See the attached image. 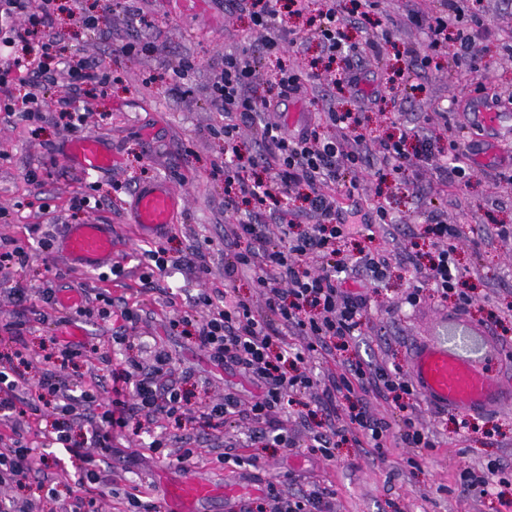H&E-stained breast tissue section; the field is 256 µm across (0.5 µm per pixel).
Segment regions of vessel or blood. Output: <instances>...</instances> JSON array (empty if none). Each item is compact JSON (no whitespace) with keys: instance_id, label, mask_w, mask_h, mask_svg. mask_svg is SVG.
<instances>
[{"instance_id":"b4317fda","label":"vessel or blood","mask_w":512,"mask_h":512,"mask_svg":"<svg viewBox=\"0 0 512 512\" xmlns=\"http://www.w3.org/2000/svg\"><path fill=\"white\" fill-rule=\"evenodd\" d=\"M471 120L487 133L483 160L496 156L500 142L512 137V115L492 106L473 103ZM66 156L90 175L112 167L111 153L93 136L70 142ZM180 205L181 199L169 183L159 180L140 186L128 208L138 235L145 238L168 228ZM60 250L72 264L85 270L107 266L112 262V227L96 219L69 225L60 240ZM412 379L417 391L438 409L471 414L495 403L512 404V391L479 369L475 360L447 346L420 345L413 354ZM214 492L209 481L192 476L169 487L167 496L180 505V512H194V505L207 501Z\"/></svg>"}]
</instances>
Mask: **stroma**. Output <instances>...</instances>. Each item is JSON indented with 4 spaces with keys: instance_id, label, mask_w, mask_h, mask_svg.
Returning a JSON list of instances; mask_svg holds the SVG:
<instances>
[{
    "instance_id": "1",
    "label": "stroma",
    "mask_w": 512,
    "mask_h": 512,
    "mask_svg": "<svg viewBox=\"0 0 512 512\" xmlns=\"http://www.w3.org/2000/svg\"><path fill=\"white\" fill-rule=\"evenodd\" d=\"M414 0H378L369 16L349 23L350 43L365 47L379 25H393L389 43L369 65L364 88L367 99L359 101L335 91L336 109H357L365 131L376 139L400 136L423 113H432L429 124L440 149L450 140L461 143L484 141L486 133L465 123L466 102L476 82L497 94V109L512 113V0H483L490 32L478 43L482 69L472 70L456 63L453 45L428 51L420 27L405 22ZM97 19V27L85 29L69 12L58 13L54 32L65 53H74L103 63L112 79L101 89L77 97L89 110L87 134L98 136L112 153L111 171L88 175L74 167L64 149L73 136L53 119L59 99L69 82L62 70H54L46 97L50 117L40 131H32L21 115L0 113V237L21 240L33 257L22 269L0 271V318L12 316L16 307L7 290L23 285L31 292L55 287L59 293L85 292L94 299L99 289L121 297L139 309L141 319L135 333L156 341L173 357L175 371L189 370L197 381L190 388V405L197 408L221 397L225 389L248 396L252 386L240 374L214 367L206 354L194 346L188 333L173 327L174 315L199 316L190 297L198 287L186 268L160 277V284L175 282L168 293L143 292L140 271L134 258L139 245L126 207L133 192L158 178L167 179L182 198L176 224L157 237V246L172 258H191L195 250L206 256L210 274L207 285H224V227L236 217L224 208V181L212 176V163L223 158V139L210 136L207 128L219 118L220 108L208 95L223 53L247 46L258 57L259 80H266L277 65L276 56L266 54L259 38L250 34L247 13L231 12L223 0H139L143 22L133 23L119 0H81ZM140 40L154 43L149 52H125L124 44ZM429 56V63L411 64L412 54ZM195 59L197 67L184 78L175 71L183 57ZM413 66V83L389 81V73ZM362 193L380 194L398 225L392 237L354 238L351 248H370L396 253L414 248L420 253L431 248L420 226L437 212L442 220L460 225L462 236L455 259L467 272L474 302L467 313L456 311L454 298H439L424 289L416 305L405 297L415 281L400 261H393L389 277L371 289L369 312L358 343L336 355L314 363L320 376L339 370L351 359L398 366L410 372L415 346L443 342L446 332L463 326L474 331L484 356L482 366L501 386L512 388V361L506 343L512 339V315L502 316L498 325H487L491 309L512 305V235H498V226H512V154L502 153L495 164L476 168L470 183L445 197L433 171H406L397 178L356 172ZM96 199L94 214L70 207L73 197ZM112 226V260L122 276L100 280L69 263L57 250L42 252L39 233L59 237L65 225L82 224L89 218ZM27 336L31 351L39 356L53 352L58 342L85 343L100 349L111 347L112 336L122 327L120 320L107 322L97 315L80 318L76 325L56 327L30 315ZM421 426L436 442L435 449H413L392 443L385 456L367 444L337 443L333 460L302 448L301 443L324 422V414L302 420L290 418L288 432L298 448H257L256 467H226L214 457L225 446L241 439L239 428L225 429L222 437L204 440L211 460H200L196 475L220 483L237 479L247 483L240 502L262 497L267 483L274 482L292 493L308 491L312 485L330 494V512H512V405L494 404L471 415L470 428H461L460 413L443 411L420 401ZM112 469L115 483L111 496L101 498L100 512H120L130 487L138 485L161 490L183 479L176 461L177 447L165 459L152 457L129 431L114 432ZM497 465L501 478L486 494L463 490L464 469L486 471Z\"/></svg>"
}]
</instances>
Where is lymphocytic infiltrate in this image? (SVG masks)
Returning a JSON list of instances; mask_svg holds the SVG:
<instances>
[{
    "instance_id": "obj_1",
    "label": "lymphocytic infiltrate",
    "mask_w": 512,
    "mask_h": 512,
    "mask_svg": "<svg viewBox=\"0 0 512 512\" xmlns=\"http://www.w3.org/2000/svg\"><path fill=\"white\" fill-rule=\"evenodd\" d=\"M232 2L248 13L251 32L261 38L266 53L282 56L297 51L310 36L302 31L289 38L282 34L278 0ZM440 2L439 12L417 8L406 15L408 22L425 28L431 50L450 39L451 14L457 9L456 0ZM60 8V0H0V50L5 53L0 60V112H13L12 90L19 86L28 90L25 120H42L51 60L62 62L72 90L109 83L105 65L63 55L52 34ZM346 26L336 0H325L315 34L329 56L355 57L354 66L302 76L283 63L269 79V93L259 96L254 91V60L244 49L225 54L209 87L210 98L224 113L223 123L212 129L224 139V159L214 164L212 174L224 180L225 209L261 204L304 186L309 190L307 211L315 218L303 227L298 212L282 210L280 234L274 239L267 236L265 225L252 218L230 225L224 247V288H199L193 304L202 309L201 319L182 320L192 327L195 344L216 365L238 369L255 382L257 394L244 400L228 393L192 412L187 390L171 377L168 356L156 349L147 350L142 360L116 361L110 352H103L98 361L111 384L110 393L95 384L79 386L70 371L84 355L82 346L68 344L58 353L34 360L27 343L28 321L17 314L0 323V332L6 333L11 346L10 352L0 353V486L11 490L0 497V512H42L46 500L58 502L59 512H97L92 492L113 482L110 458L117 428L149 435L148 446L158 453L170 444L168 436L154 434L158 422L178 425L193 416L203 428L216 431L245 421L249 428L240 442L241 453L222 454L218 460L255 465L249 450L256 444L296 447L286 422L295 395L304 390L318 388L327 396L339 393L348 402L339 423L309 437L306 446L311 452L329 454L337 440L349 435L365 437L379 453L388 447L389 425L371 410L367 396L416 399L410 378L360 360L348 362L325 381L310 367L313 355L331 354L361 336L369 304L366 288L383 282L390 269L389 256L347 247L349 239L366 232L389 234L394 222L381 199H373L365 209L355 198L357 183L352 176L368 161V148L358 132L361 117L331 109L315 113L312 122L293 130L260 119L261 114L280 111L306 85L346 87L359 94L366 59L348 43ZM30 35L38 38L36 50L15 54L16 43ZM325 123L335 127L334 136L320 137L318 130ZM246 127L263 145L259 159L267 180L250 179L238 154L237 142ZM378 153L382 169L398 175L410 166L427 167L445 188L459 187L472 176L468 151L455 142L447 152L437 151L431 136L418 125L399 138L380 141ZM424 232L432 238V252L424 260L418 253L405 252L404 262L438 296L455 292L458 309L467 310L473 298L464 290L463 274L454 262L458 226L433 214ZM239 280L264 297V309H255L238 292ZM287 332L303 337L304 345H286ZM25 422L39 425L42 447L62 448L79 459L81 469L68 482V497H60L59 479L49 476L40 482L38 498L20 495V488L38 470L34 448L20 431ZM264 499L269 512H324L325 506L324 491L318 487L295 496L271 483Z\"/></svg>"
}]
</instances>
